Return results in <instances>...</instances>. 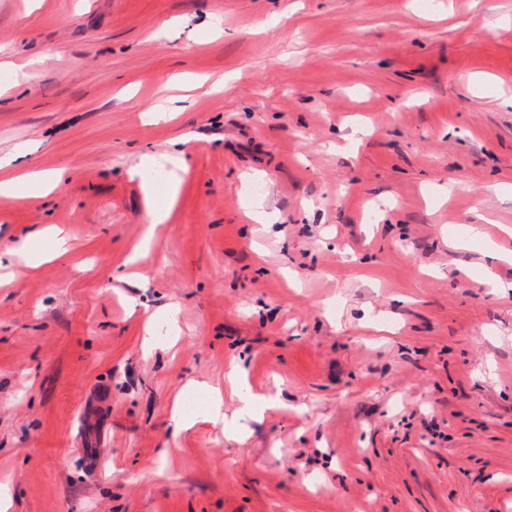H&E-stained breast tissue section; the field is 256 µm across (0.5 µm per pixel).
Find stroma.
<instances>
[{"label": "stroma", "instance_id": "obj_1", "mask_svg": "<svg viewBox=\"0 0 512 512\" xmlns=\"http://www.w3.org/2000/svg\"><path fill=\"white\" fill-rule=\"evenodd\" d=\"M420 3L0 0V157L60 178L0 252L68 236L0 286L8 512H512V0Z\"/></svg>", "mask_w": 512, "mask_h": 512}]
</instances>
